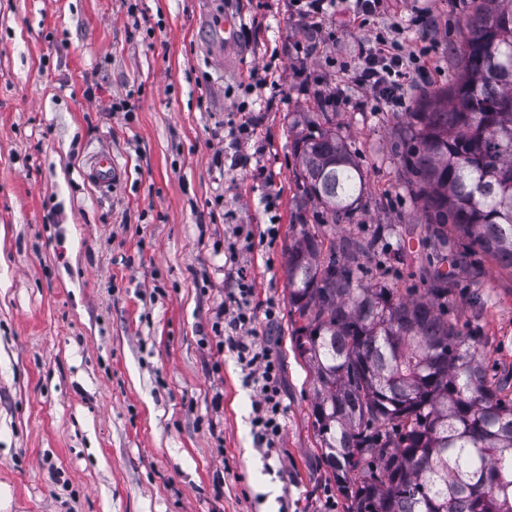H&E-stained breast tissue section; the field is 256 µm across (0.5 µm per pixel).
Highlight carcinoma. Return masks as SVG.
Listing matches in <instances>:
<instances>
[{"label":"carcinoma","mask_w":512,"mask_h":512,"mask_svg":"<svg viewBox=\"0 0 512 512\" xmlns=\"http://www.w3.org/2000/svg\"><path fill=\"white\" fill-rule=\"evenodd\" d=\"M460 73L399 129L401 165L440 246L451 224L512 269V0H478L461 34ZM300 203L320 224L362 206L363 175L336 128L293 141ZM371 243L345 253L308 232L288 246V303L304 324L291 340L313 371L321 457L346 512H512V392L488 377L476 340L434 299L356 277Z\"/></svg>","instance_id":"1"}]
</instances>
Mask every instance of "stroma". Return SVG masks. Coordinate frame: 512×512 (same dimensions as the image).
<instances>
[{
  "mask_svg": "<svg viewBox=\"0 0 512 512\" xmlns=\"http://www.w3.org/2000/svg\"><path fill=\"white\" fill-rule=\"evenodd\" d=\"M358 9L333 0L315 25L305 0H0V512H345L291 349L285 252L305 230L373 242L365 280L402 295L447 273L448 319L490 373L512 371V270L456 230L444 249L429 237L395 147L421 91L457 76L472 0H380L372 30ZM422 9L426 76L401 110L365 108L343 68ZM125 96L133 112L111 111ZM319 110L363 173L350 224L297 196L292 141ZM102 150L123 171L108 187L85 175ZM242 272L240 338L282 369L273 448L213 330Z\"/></svg>",
  "mask_w": 512,
  "mask_h": 512,
  "instance_id": "1",
  "label": "stroma"
}]
</instances>
